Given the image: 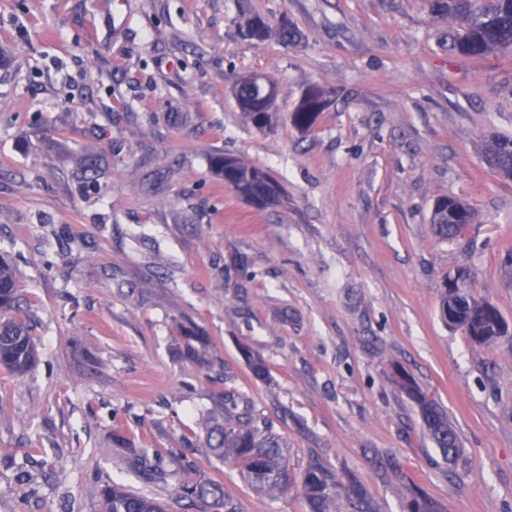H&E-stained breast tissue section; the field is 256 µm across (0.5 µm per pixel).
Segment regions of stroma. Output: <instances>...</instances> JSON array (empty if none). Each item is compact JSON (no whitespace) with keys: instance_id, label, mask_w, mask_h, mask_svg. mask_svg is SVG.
I'll return each mask as SVG.
<instances>
[{"instance_id":"35a3bbf8","label":"stroma","mask_w":512,"mask_h":512,"mask_svg":"<svg viewBox=\"0 0 512 512\" xmlns=\"http://www.w3.org/2000/svg\"><path fill=\"white\" fill-rule=\"evenodd\" d=\"M253 17L295 40L247 37ZM451 26L430 0H0V257L39 353L0 367V512H101L111 483L211 512L175 496L199 479L236 512H307L300 486L254 491L206 448L227 389L294 473L320 461L376 512H512V338L480 345L439 314L462 270L512 325V181L484 153L512 137V49L450 54ZM252 74L276 82L266 130L233 96ZM315 85L331 104L303 134ZM219 155L283 201L227 187ZM441 196L478 213L458 239L433 232ZM402 371L456 426L455 463ZM145 450L166 480L143 477ZM328 104L325 91L320 87L310 88L303 96L299 106L292 113L291 121L301 132L310 131L320 114ZM228 159L230 162L232 172H225L226 184L229 185L235 192L241 193L244 196L249 195L248 201L257 206L265 205L269 200L252 197V194H262L270 189V183L276 188L278 187L277 181L262 168L244 163L240 160L229 157H218L213 161V169L215 173L224 178V160ZM278 184V185H277Z\"/></svg>"}]
</instances>
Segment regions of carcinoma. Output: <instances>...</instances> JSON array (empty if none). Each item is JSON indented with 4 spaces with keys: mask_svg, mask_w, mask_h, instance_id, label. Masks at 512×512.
I'll return each instance as SVG.
<instances>
[{
    "mask_svg": "<svg viewBox=\"0 0 512 512\" xmlns=\"http://www.w3.org/2000/svg\"><path fill=\"white\" fill-rule=\"evenodd\" d=\"M432 10L448 15L461 23L462 33L448 36V51L482 61L497 52L512 47V0H433ZM260 26L251 38L264 39L274 33L283 40L294 37L288 22H281L277 29L258 18ZM328 104L325 91L320 87L310 88L299 106L292 113L291 121L301 132L310 131ZM489 167L499 177L512 180V139L494 138L486 145ZM231 171L224 172V158L213 161L215 173L226 177V184L244 196L262 194L277 181L265 170L229 159ZM434 225L437 235L454 238L477 221L471 207L463 214L442 212ZM19 306L18 277L13 266L0 257V366L8 371L23 375L30 371L38 358L37 346L31 334L30 325L23 319L5 317L3 313ZM440 315L443 321H452L472 341L489 344L509 335V326L498 310L489 302L473 300V306L462 305L459 296L444 288L441 291ZM401 387L412 395L420 409L424 428L440 450L444 459L454 462L462 452L459 436L439 406L426 398L404 373L399 372ZM224 404L234 408V412L224 417V422L207 428L206 441L215 453L230 456L239 462L247 474L250 485L257 491L285 490L296 482L304 489V502L308 512H330V502L340 489L356 512H372L370 498L366 490L355 482L343 484L323 464L314 461L295 478L288 469L283 452V443L274 432L269 420L255 413L242 395L231 391L224 392ZM157 450L141 456V469L148 478L156 480L164 477V471L152 463L159 457ZM179 498L193 505L205 502L218 512H235L224 498V488L207 480L184 482L177 488ZM103 512H166L160 501L133 494L112 484L102 490Z\"/></svg>",
    "mask_w": 512,
    "mask_h": 512,
    "instance_id": "1",
    "label": "carcinoma"
}]
</instances>
